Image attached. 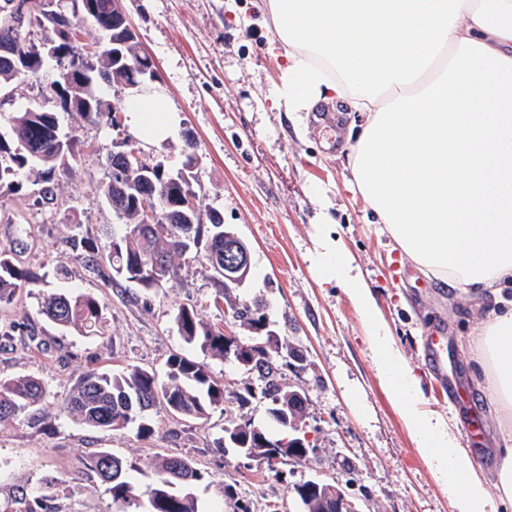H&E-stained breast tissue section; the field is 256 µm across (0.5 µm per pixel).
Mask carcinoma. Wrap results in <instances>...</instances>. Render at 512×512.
I'll return each mask as SVG.
<instances>
[{
	"instance_id": "carcinoma-1",
	"label": "carcinoma",
	"mask_w": 512,
	"mask_h": 512,
	"mask_svg": "<svg viewBox=\"0 0 512 512\" xmlns=\"http://www.w3.org/2000/svg\"><path fill=\"white\" fill-rule=\"evenodd\" d=\"M93 26L105 37L103 46L88 54L85 46L69 39L64 30H49L35 20V38L23 48L21 57L0 52V88L9 87L21 77L18 67L27 69L28 76L37 78L46 66L49 56L40 48V41L53 39L56 49L79 60L80 66L71 77L55 79L41 87V96L64 112H75L85 118L106 115L112 119L114 107L99 95L94 79L107 78L110 85L122 78L132 81L143 64L138 52V42L132 31L121 23H112V0H84ZM10 132L0 133V189L11 194L23 190L20 176L34 175L35 181L47 184L32 206L43 207L54 199L55 180L68 168V159L81 151V142L64 137L59 130L55 112L35 106L8 116ZM108 203L118 200L126 219L123 235L115 244H107V255L112 270L130 280L137 277L145 286L171 280L177 276L176 259L191 250L204 253L213 278H224V262L218 259L223 247L224 225L187 224V217L175 207L180 198L195 195L187 176H172L156 172L152 181H142L135 174L121 180L112 178L101 187ZM166 198L172 207L161 206ZM157 209L159 231L154 232L138 223L147 209ZM36 281L28 269L16 266L6 251H0V303L12 302L17 294ZM42 313L62 330H73L82 336H96L106 324L103 306L88 294L73 295L69 292L50 293L42 297ZM236 317L257 334L261 319L254 318L252 308L245 304L236 310ZM174 323L179 335L188 345L200 347L215 357L226 359L224 329L209 325L195 306H180L174 313ZM287 355L257 353L255 368L263 382L260 391L246 384L235 395L237 403L245 405L255 395H261L268 407L269 418L284 435L271 437L268 430L256 425L243 415L230 417L224 422V436L217 447H224V439L239 438L232 445L237 454L251 462L264 465L275 478L280 477L277 449L281 457L296 462L303 460L311 448L300 437H288L286 432L298 431V422L306 416L307 396L282 383L283 370L300 359L287 340H282ZM49 395L45 382L34 375L0 377V427L21 414L35 412L43 406ZM224 402V383L216 380L207 366L183 354H171L160 374L139 366L130 365L120 372L89 371L78 380L72 393L64 400L59 413L84 426L106 431H124L136 427L140 437H149L154 425L145 412L161 405L172 416L184 421H204L210 408ZM155 478L140 484L130 475L140 468L103 448L90 456L84 467L95 473L106 485L112 503L119 512H199L194 486L204 479L198 464L188 457L158 456L149 463ZM65 484L52 479L43 490L28 500L27 512H57L55 501ZM301 512H337L336 495L343 490L320 481L306 480L295 486Z\"/></svg>"
}]
</instances>
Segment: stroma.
Masks as SVG:
<instances>
[{"mask_svg":"<svg viewBox=\"0 0 512 512\" xmlns=\"http://www.w3.org/2000/svg\"><path fill=\"white\" fill-rule=\"evenodd\" d=\"M264 4L123 0L140 45L156 63L157 78L146 89L165 95L178 118L175 134L144 142L125 110L130 90L100 86L103 99L118 108L115 122L58 115L61 130L83 147L56 185L53 203L33 207L38 187L31 183L19 195L0 193V250L39 277L12 303L0 305V329L11 332L0 340V376L34 375L50 390L40 413L22 414L0 428V501L61 478V512H116L99 478L83 466L95 451L108 448L141 467V483L151 480L148 464L155 456L195 460L208 474L195 489L201 512H233L232 501L221 497L225 484L252 512H299L294 487L313 478L337 485L359 512H453L379 383L361 315L342 286L320 280L316 232L326 217L420 377L428 408L457 430L461 447L485 477L495 473L504 435L474 360L476 331L498 311V296L426 277L376 224L347 165L360 113L344 102L318 104L316 112L336 115L328 126L315 121V112L273 107L286 59L268 49L271 20ZM53 77L49 66L40 79L14 83L11 100L0 102V131H6L10 113L40 103V87ZM189 137L197 143L192 188L202 210L220 213L250 249V274L235 295L265 303L271 330L302 357L299 367L285 370L284 380L306 393L308 415L298 434L313 452L281 464L279 480L263 467L244 464L233 449L216 446L228 417L269 425L264 399L243 406L234 399L255 375L188 347L173 321L178 307L192 305L211 325L244 341L253 337L234 318L203 258L182 259L177 279L150 290L93 272L80 258L81 239L106 244L120 223L99 193L110 174L107 156L131 143L174 171L185 160ZM69 289L98 297L105 332L84 337L41 314L39 295ZM437 329L448 350L447 377L461 388L454 401L446 378L427 361L428 337ZM184 351L224 383V402L211 408L206 422H183L156 407L149 411L155 432L141 438L132 429L92 430L58 412L86 371L130 364L160 371L171 353Z\"/></svg>","mask_w":512,"mask_h":512,"instance_id":"1","label":"stroma"}]
</instances>
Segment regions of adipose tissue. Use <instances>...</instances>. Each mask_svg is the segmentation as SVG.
Wrapping results in <instances>:
<instances>
[{
  "mask_svg": "<svg viewBox=\"0 0 512 512\" xmlns=\"http://www.w3.org/2000/svg\"><path fill=\"white\" fill-rule=\"evenodd\" d=\"M286 65L277 108L348 99L365 120L348 164L364 200L419 271L462 288L512 282V0H266ZM156 143L177 120L162 94L127 103ZM320 276L361 313L377 377L455 512L512 503V446L493 481L480 474L382 319L341 239L320 228ZM478 364L512 422V308L485 321Z\"/></svg>",
  "mask_w": 512,
  "mask_h": 512,
  "instance_id": "ef3b65f1",
  "label": "adipose tissue"
}]
</instances>
